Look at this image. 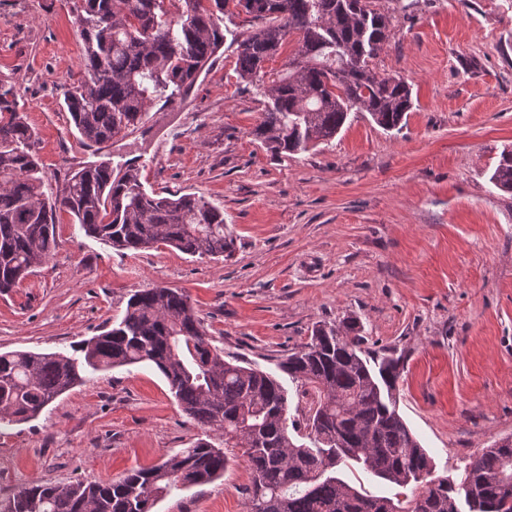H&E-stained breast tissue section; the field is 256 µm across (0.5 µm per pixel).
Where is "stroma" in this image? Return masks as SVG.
I'll return each mask as SVG.
<instances>
[{
  "label": "stroma",
  "mask_w": 512,
  "mask_h": 512,
  "mask_svg": "<svg viewBox=\"0 0 512 512\" xmlns=\"http://www.w3.org/2000/svg\"><path fill=\"white\" fill-rule=\"evenodd\" d=\"M77 2L0 0V80L38 135L48 193L98 159L60 94L84 76ZM372 6L391 19L373 65L412 88L400 130L354 110L330 141L271 156L249 134L265 97L225 50L182 101L108 152L138 158L147 189L223 207L232 254L120 252L61 214L50 261L0 295V351H69L133 292L182 288L225 357L277 375L292 417L307 399L278 362L317 325L358 319L368 355L403 359L397 410L433 481L459 483L471 456L512 436V193L490 180L512 149V0ZM202 435L156 368L95 373L37 419L0 427V500L36 480L107 482ZM251 481L240 457L152 512H244Z\"/></svg>",
  "instance_id": "35a3bbf8"
}]
</instances>
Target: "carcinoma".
Returning <instances> with one entry per match:
<instances>
[{
    "label": "carcinoma",
    "instance_id": "cac0c4a2",
    "mask_svg": "<svg viewBox=\"0 0 512 512\" xmlns=\"http://www.w3.org/2000/svg\"><path fill=\"white\" fill-rule=\"evenodd\" d=\"M77 11L86 78L64 86L63 103L87 147H107L142 123L155 101L185 95L223 43L224 17L240 11L251 27L233 36L235 71L270 99L249 131L267 152L298 153L331 140L354 107L387 131L413 108L408 82L371 66L391 21L369 0H81ZM293 35L288 75L271 76L265 64ZM36 144L14 87L1 82L0 294L52 258L60 212L118 251L165 245L219 258L232 248L223 209L195 193L149 192L128 162L72 170L46 195ZM491 181L512 192V150L501 154ZM362 343L354 320L322 325L280 362L311 396L303 425L288 419V396L275 377L224 359L182 289L136 291L111 329L78 345L81 363L64 352H0V425L37 418L87 383L89 369L151 365L188 418L218 434L108 482L25 484L0 501V512H151L166 497L223 477L226 448L239 449L252 469L246 512H458L455 489L444 481L403 492L431 473L432 460L396 410L400 359L384 357L374 369ZM302 430L307 445L292 436ZM345 467L399 492L368 495L339 476ZM461 490L471 512H512V439L473 456Z\"/></svg>",
    "mask_w": 512,
    "mask_h": 512
}]
</instances>
